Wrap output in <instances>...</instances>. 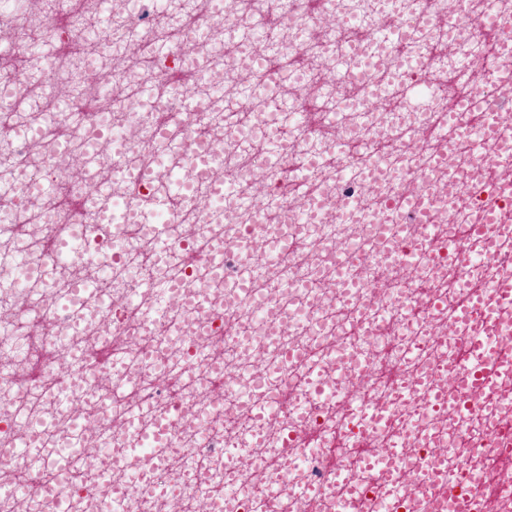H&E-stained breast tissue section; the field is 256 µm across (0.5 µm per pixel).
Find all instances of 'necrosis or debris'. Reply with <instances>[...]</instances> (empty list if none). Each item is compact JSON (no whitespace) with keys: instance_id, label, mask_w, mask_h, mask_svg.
<instances>
[{"instance_id":"4bbe7bcc","label":"necrosis or debris","mask_w":512,"mask_h":512,"mask_svg":"<svg viewBox=\"0 0 512 512\" xmlns=\"http://www.w3.org/2000/svg\"><path fill=\"white\" fill-rule=\"evenodd\" d=\"M483 0H325L322 26L303 0H142L139 12L101 0H0L9 59L0 70V512H372L382 492L358 449L407 444L388 479L403 512H442L433 472L465 488V512H484L475 476L512 455L507 398L469 396L464 418L429 413L431 394L464 397L452 354L470 336L454 317L469 284L512 262V226L489 223L499 251L468 270L430 259L421 223L398 202L423 200L442 239L465 248L479 210L512 201V82L492 84ZM193 25H185L187 15ZM276 16L264 41L238 31ZM400 31L388 48L383 21ZM164 44L168 58L156 53ZM447 52L432 58L436 46ZM348 67L335 69L337 57ZM478 74L487 121L503 123L493 154L448 122L446 72ZM424 87V105L407 89ZM336 114L331 134L308 123L266 135L272 113L306 96ZM444 124L447 141L421 140ZM190 191L157 220L159 247L136 193L153 182L158 143ZM95 156L73 176L67 157ZM305 170L281 192L271 156ZM52 192H43V185ZM293 246L269 264L270 242ZM221 252L251 263L246 293L201 262ZM421 259L405 267V252ZM163 286L156 317L144 299ZM95 285L77 310L64 304ZM319 365L329 398L304 386ZM384 415L353 425V397ZM278 415L252 416L251 403ZM163 425L157 453L135 451L130 420ZM313 445L284 452L283 430Z\"/></svg>"}]
</instances>
